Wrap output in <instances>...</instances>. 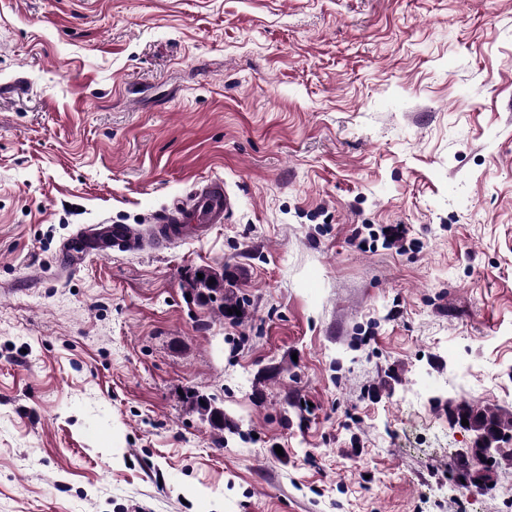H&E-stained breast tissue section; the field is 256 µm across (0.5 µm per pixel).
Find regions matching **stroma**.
<instances>
[{
	"mask_svg": "<svg viewBox=\"0 0 512 512\" xmlns=\"http://www.w3.org/2000/svg\"><path fill=\"white\" fill-rule=\"evenodd\" d=\"M460 399L512 413V0H0V512H512ZM231 198L222 178L197 185L184 200L159 210L147 229L139 224H91L79 231L67 252L110 256L113 251L138 252L148 244L199 239L214 224L224 223ZM198 273L203 274V278L199 279L197 274L194 278L191 279L189 283V288H191L192 291H194L200 298H206L209 299L212 297L210 293H221L222 294V300L224 301L221 304L220 310L224 317H230V316H236V311H233L234 307H237V311H239V305L237 302H233L231 299H227L224 296V275L223 273H217L214 270H201ZM209 280H214L213 284H209ZM206 290L208 293L206 294L204 292ZM228 309H232V314H229ZM186 399L191 403L193 409L199 413L203 419H206L214 429L224 431L225 418L223 410L212 405L210 401L200 398V396L195 393H190ZM200 400H203V403H200Z\"/></svg>",
	"mask_w": 512,
	"mask_h": 512,
	"instance_id": "35a3bbf8",
	"label": "stroma"
}]
</instances>
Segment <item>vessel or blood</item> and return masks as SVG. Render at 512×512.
I'll use <instances>...</instances> for the list:
<instances>
[{
	"label": "vessel or blood",
	"instance_id": "obj_1",
	"mask_svg": "<svg viewBox=\"0 0 512 512\" xmlns=\"http://www.w3.org/2000/svg\"><path fill=\"white\" fill-rule=\"evenodd\" d=\"M231 198L223 179L197 185L186 199L159 210L148 228L137 224H92L78 232L74 251L108 256L112 252H138L146 245L199 239L213 225L223 223Z\"/></svg>",
	"mask_w": 512,
	"mask_h": 512
}]
</instances>
